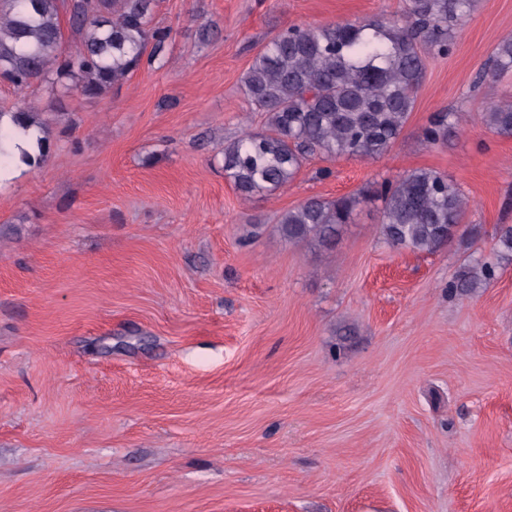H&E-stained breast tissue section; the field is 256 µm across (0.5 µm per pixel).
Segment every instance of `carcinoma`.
Masks as SVG:
<instances>
[{
  "label": "carcinoma",
  "mask_w": 512,
  "mask_h": 512,
  "mask_svg": "<svg viewBox=\"0 0 512 512\" xmlns=\"http://www.w3.org/2000/svg\"><path fill=\"white\" fill-rule=\"evenodd\" d=\"M478 0H403L401 17L374 16L316 26H290L271 38L242 78L244 93L266 115V129L224 143V177L246 199L288 185L308 158L386 153L402 133L431 54L445 55L458 25ZM158 0H0V78L17 89L41 85L46 92L105 94L137 70L147 45L160 54L170 31L154 24ZM76 38L66 44L62 21ZM490 73L512 72V36L497 45ZM20 127L45 126L31 106L0 111V167L12 162L3 150L9 133L3 117ZM459 113L440 112L425 131L431 145L448 140ZM496 134L512 136V100L484 113ZM381 235L397 251L434 253L473 231L464 223L467 202L448 176L416 169L384 182ZM358 196L310 198L283 212L280 236L290 242L336 243ZM495 251L512 259V224L495 230ZM494 266L478 263L451 285L462 295L486 287Z\"/></svg>",
  "instance_id": "carcinoma-1"
}]
</instances>
